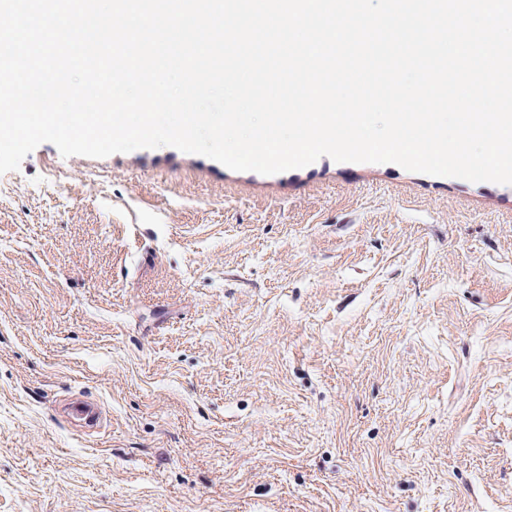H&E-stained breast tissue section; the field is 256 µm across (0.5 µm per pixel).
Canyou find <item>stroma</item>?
<instances>
[{
  "label": "stroma",
  "instance_id": "stroma-1",
  "mask_svg": "<svg viewBox=\"0 0 512 512\" xmlns=\"http://www.w3.org/2000/svg\"><path fill=\"white\" fill-rule=\"evenodd\" d=\"M0 512H512V185L39 145L0 174Z\"/></svg>",
  "mask_w": 512,
  "mask_h": 512
}]
</instances>
